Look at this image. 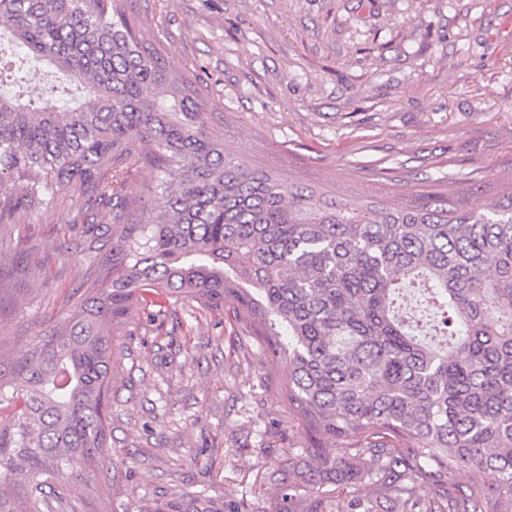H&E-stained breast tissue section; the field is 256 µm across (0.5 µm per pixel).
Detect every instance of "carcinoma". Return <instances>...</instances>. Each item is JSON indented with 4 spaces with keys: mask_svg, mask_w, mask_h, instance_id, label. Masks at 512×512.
<instances>
[{
    "mask_svg": "<svg viewBox=\"0 0 512 512\" xmlns=\"http://www.w3.org/2000/svg\"><path fill=\"white\" fill-rule=\"evenodd\" d=\"M124 4L0 0V31L82 90L67 106L0 95V224L19 188L71 190L112 238L78 302L21 354L0 348V512H64L59 480L93 488L114 342L153 295L231 305L277 375L307 442L273 512H512V192L476 211L451 189L385 205L286 183L224 149ZM21 64L0 51V82ZM145 165L147 216L124 193Z\"/></svg>",
    "mask_w": 512,
    "mask_h": 512,
    "instance_id": "cac0c4a2",
    "label": "carcinoma"
}]
</instances>
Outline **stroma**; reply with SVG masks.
Returning a JSON list of instances; mask_svg holds the SVG:
<instances>
[{"instance_id": "obj_1", "label": "stroma", "mask_w": 512, "mask_h": 512, "mask_svg": "<svg viewBox=\"0 0 512 512\" xmlns=\"http://www.w3.org/2000/svg\"><path fill=\"white\" fill-rule=\"evenodd\" d=\"M137 37L194 81L208 127L284 181L483 208L512 177V0H127ZM0 224V347L24 350L109 252L85 197H18ZM109 469L77 512H233L302 444L229 312L162 302L116 342Z\"/></svg>"}]
</instances>
